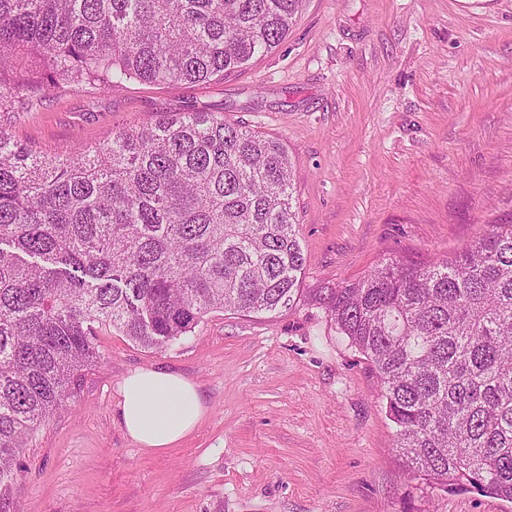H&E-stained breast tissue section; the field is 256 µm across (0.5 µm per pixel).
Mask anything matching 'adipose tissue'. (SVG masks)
I'll list each match as a JSON object with an SVG mask.
<instances>
[{"instance_id":"obj_1","label":"adipose tissue","mask_w":512,"mask_h":512,"mask_svg":"<svg viewBox=\"0 0 512 512\" xmlns=\"http://www.w3.org/2000/svg\"><path fill=\"white\" fill-rule=\"evenodd\" d=\"M121 423L142 449L163 451L194 432L206 406L197 385L182 374L140 368L120 385Z\"/></svg>"}]
</instances>
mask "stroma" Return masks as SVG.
<instances>
[{
    "instance_id": "35a3bbf8",
    "label": "stroma",
    "mask_w": 512,
    "mask_h": 512,
    "mask_svg": "<svg viewBox=\"0 0 512 512\" xmlns=\"http://www.w3.org/2000/svg\"><path fill=\"white\" fill-rule=\"evenodd\" d=\"M192 111L286 146L299 291L273 313L211 311L159 349L100 330L103 362L23 449L0 512H512L407 480L376 373L311 299L512 224V0H305L276 50L222 80L55 89L18 98L0 130L63 157ZM144 367L186 376L206 405L160 453L119 415Z\"/></svg>"
}]
</instances>
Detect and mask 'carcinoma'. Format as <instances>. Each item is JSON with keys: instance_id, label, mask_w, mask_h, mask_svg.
Instances as JSON below:
<instances>
[{"instance_id": "cac0c4a2", "label": "carcinoma", "mask_w": 512, "mask_h": 512, "mask_svg": "<svg viewBox=\"0 0 512 512\" xmlns=\"http://www.w3.org/2000/svg\"><path fill=\"white\" fill-rule=\"evenodd\" d=\"M303 2L0 0V112L20 91L221 79L277 48ZM290 173L281 142L213 112L65 158L0 132V487L102 360L101 327L162 348L212 309L291 303L306 257ZM314 298L377 374L404 473L512 502V224Z\"/></svg>"}]
</instances>
